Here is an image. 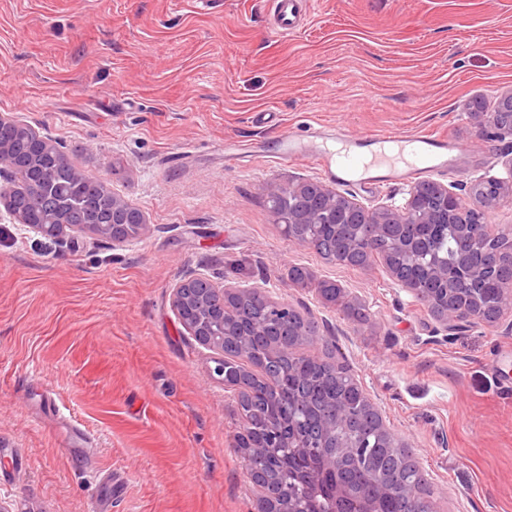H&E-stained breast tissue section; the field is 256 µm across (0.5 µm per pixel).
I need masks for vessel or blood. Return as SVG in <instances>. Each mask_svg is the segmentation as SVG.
Instances as JSON below:
<instances>
[{"label": "vessel or blood", "instance_id": "obj_1", "mask_svg": "<svg viewBox=\"0 0 512 512\" xmlns=\"http://www.w3.org/2000/svg\"><path fill=\"white\" fill-rule=\"evenodd\" d=\"M277 30L290 33L296 24L297 0H277ZM341 144L339 152H331L328 142ZM395 142L406 149V158L374 157L364 162L362 150L379 143ZM467 145L452 141L447 136L417 132L401 135L394 132L352 138L340 131L319 129L308 138L288 136L282 138L273 156L279 160L304 158L315 163L331 179L339 181L359 177L361 182H375V169H384L385 180L399 181L447 170L458 157L468 153Z\"/></svg>", "mask_w": 512, "mask_h": 512}]
</instances>
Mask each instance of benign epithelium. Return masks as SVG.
I'll return each instance as SVG.
<instances>
[{"label": "benign epithelium", "mask_w": 512, "mask_h": 512, "mask_svg": "<svg viewBox=\"0 0 512 512\" xmlns=\"http://www.w3.org/2000/svg\"><path fill=\"white\" fill-rule=\"evenodd\" d=\"M512 91L500 97L496 110L486 112L480 103L472 105L469 118L477 125L485 137L503 141L512 140ZM27 141L36 153L57 159L54 151L58 147L47 136L36 130L24 129ZM496 186V192L488 194L480 180L470 185L468 192L486 206H492L496 199L512 195V183L490 179ZM31 189L36 185L27 180L24 170L7 160L0 163V205L8 203L17 186ZM263 195L279 201L288 198V210L277 215L280 224H340L336 238V257L345 261L353 252L360 249L359 241L350 234L358 224L368 225L371 236L380 238L397 230L394 237L397 246L404 255L413 274L406 278L392 276V279L410 293L413 298L427 303L435 310L438 322L437 332L451 339L461 329L475 324L486 323L483 300L477 288L489 273L497 270L501 259L512 260V240L494 234L490 225L481 220L479 211L470 207L462 194L440 182L430 183L429 191L416 186L409 190V197L400 205L389 204L369 209L358 202L351 194L333 190L319 182L303 181L288 186L278 181H268L262 186ZM86 231L104 238L112 247L123 246L128 237L117 232L120 225L126 223L125 201L114 200L112 219L103 223L99 213L88 216ZM65 216L49 213L42 224L32 226L35 232L44 237L63 242L67 239ZM453 242L457 258L448 261L442 255L440 246L444 241ZM204 280L201 275H188L181 279L173 289L172 306L179 321L189 330L197 343L212 353L214 367L211 373L224 380V364L220 349L215 342L219 336L212 325L206 321L193 319V307L196 296L191 287L197 281ZM210 295L216 297L224 307V314L237 312L238 302L249 297L267 295L264 285H228L213 283ZM334 423L326 426L321 433L303 443H296L288 437V447L277 443L267 448L240 449L245 468L255 486L254 512H313L314 495L320 488L325 472L334 471L350 452L337 434L341 427L349 425L346 407L338 404L328 410ZM305 452L314 457L308 467L283 468V486L288 490V507L277 504L278 495L271 494L260 486L263 475V463L270 459L278 462ZM369 481L380 486L381 490L399 498L406 504V512H416L418 493L416 486L406 480L389 482L373 473ZM335 512H376L375 502L363 496L346 484L335 488Z\"/></svg>", "instance_id": "obj_1"}]
</instances>
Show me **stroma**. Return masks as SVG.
<instances>
[{"instance_id":"obj_1","label":"stroma","mask_w":512,"mask_h":512,"mask_svg":"<svg viewBox=\"0 0 512 512\" xmlns=\"http://www.w3.org/2000/svg\"><path fill=\"white\" fill-rule=\"evenodd\" d=\"M0 0V114L63 146L139 208L122 248L32 232L0 207V496L17 512H251L235 390L171 304L180 276L266 281L315 318L302 353L347 364L405 439L433 512H512V314L436 334L383 260L358 268L288 239L261 192L322 181L306 160L228 166L321 122L350 135L434 132L465 170L512 178L473 101L512 90V0ZM342 290L330 303L288 271ZM86 434L72 460L67 432ZM296 0H277L276 11L278 14L277 31L281 34H288L296 24Z\"/></svg>"}]
</instances>
